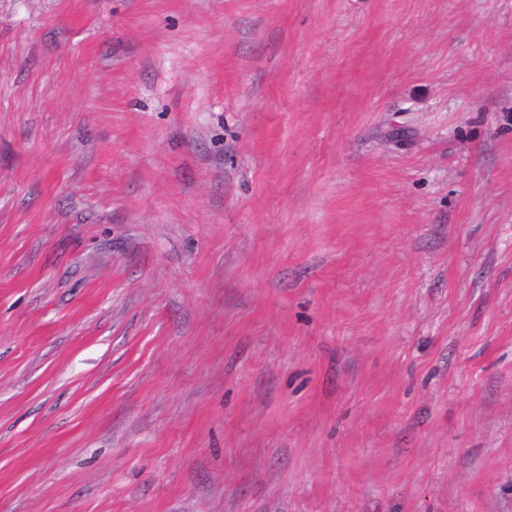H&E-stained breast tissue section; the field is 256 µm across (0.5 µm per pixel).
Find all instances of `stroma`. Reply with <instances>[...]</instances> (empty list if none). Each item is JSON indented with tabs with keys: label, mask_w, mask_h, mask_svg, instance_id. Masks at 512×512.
I'll return each mask as SVG.
<instances>
[{
	"label": "stroma",
	"mask_w": 512,
	"mask_h": 512,
	"mask_svg": "<svg viewBox=\"0 0 512 512\" xmlns=\"http://www.w3.org/2000/svg\"><path fill=\"white\" fill-rule=\"evenodd\" d=\"M0 512H512V0H0Z\"/></svg>",
	"instance_id": "stroma-1"
}]
</instances>
